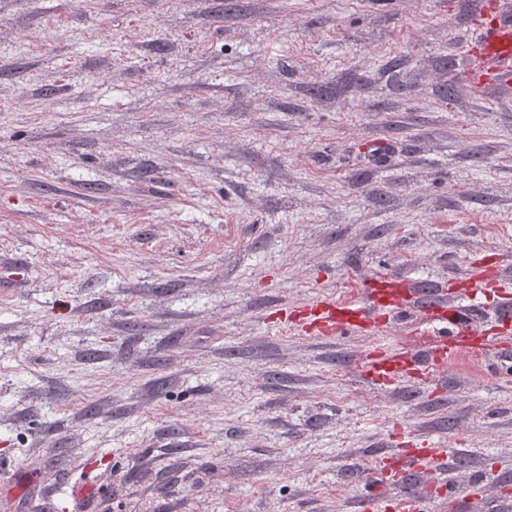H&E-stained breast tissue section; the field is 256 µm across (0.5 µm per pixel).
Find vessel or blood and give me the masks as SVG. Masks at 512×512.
I'll use <instances>...</instances> for the list:
<instances>
[{
	"label": "vessel or blood",
	"instance_id": "b4317fda",
	"mask_svg": "<svg viewBox=\"0 0 512 512\" xmlns=\"http://www.w3.org/2000/svg\"><path fill=\"white\" fill-rule=\"evenodd\" d=\"M465 49L480 55L486 75L512 81V12H491ZM465 285L468 295L476 298L486 295L491 288H512V277L501 271L491 276L478 270L466 278ZM419 311L448 324L449 338L415 352L398 345L374 348L364 363L363 375L369 382L387 387L414 368L422 383L430 385L443 366L461 356H487L512 350V342L506 337L487 332L475 322L471 306L450 300L446 293L425 282L391 290L367 288L341 300L321 296L299 310L298 320L316 337L331 340L346 333H383L388 318L406 320ZM446 462L447 453L441 448H398L377 458L375 471L379 480L400 489L391 500L390 512H430L432 492L410 491L405 484L412 474L439 469Z\"/></svg>",
	"mask_w": 512,
	"mask_h": 512
}]
</instances>
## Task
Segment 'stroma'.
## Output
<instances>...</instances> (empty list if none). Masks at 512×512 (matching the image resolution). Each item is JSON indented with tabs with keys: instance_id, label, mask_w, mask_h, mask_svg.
Masks as SVG:
<instances>
[{
	"instance_id": "1",
	"label": "stroma",
	"mask_w": 512,
	"mask_h": 512,
	"mask_svg": "<svg viewBox=\"0 0 512 512\" xmlns=\"http://www.w3.org/2000/svg\"><path fill=\"white\" fill-rule=\"evenodd\" d=\"M476 0H0V485L88 512H351L443 448L432 512L512 502V355L388 389L284 315L512 257V86ZM464 50L481 56L485 68L482 77L512 81V13L492 11L480 23L474 39L466 43ZM447 462L443 448H396L375 461L378 479L393 486H402L414 473L438 470Z\"/></svg>"
}]
</instances>
